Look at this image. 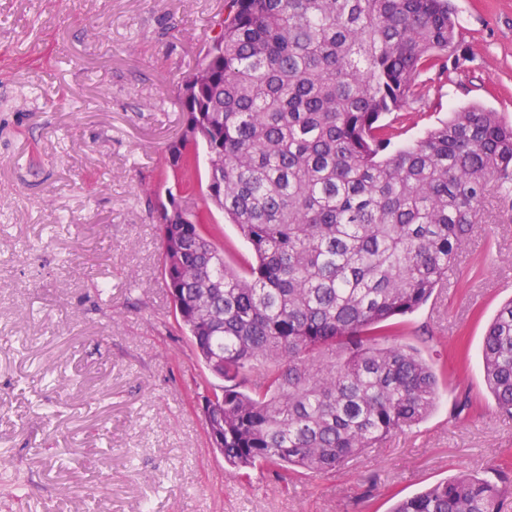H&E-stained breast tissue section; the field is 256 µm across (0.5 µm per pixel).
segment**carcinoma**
<instances>
[{"label":"carcinoma","instance_id":"carcinoma-1","mask_svg":"<svg viewBox=\"0 0 512 512\" xmlns=\"http://www.w3.org/2000/svg\"><path fill=\"white\" fill-rule=\"evenodd\" d=\"M179 101L170 198L211 180L250 246L161 203L162 271L178 326L223 381L203 398L231 475L329 472L437 407L441 375L399 318L448 280L488 184L512 207V122L479 105L397 146L384 117L447 69L450 0H224ZM205 156V170L199 156ZM485 383L512 414V299L482 342ZM502 488L459 473L392 512H499ZM203 224L219 225L221 234L220 241L224 243V258L230 264H235L241 255L249 254V247L241 238L237 228L228 221H224V217L215 209L210 213L207 210L202 211Z\"/></svg>","mask_w":512,"mask_h":512}]
</instances>
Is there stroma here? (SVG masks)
Segmentation results:
<instances>
[{"mask_svg": "<svg viewBox=\"0 0 512 512\" xmlns=\"http://www.w3.org/2000/svg\"><path fill=\"white\" fill-rule=\"evenodd\" d=\"M223 3L0 0V512H390L512 467L480 353L512 299V207L491 193L455 276L402 321L447 366L429 418L321 476L226 473L152 210ZM453 3L464 60L400 112L402 140L469 104L512 121V0Z\"/></svg>", "mask_w": 512, "mask_h": 512, "instance_id": "obj_1", "label": "stroma"}]
</instances>
